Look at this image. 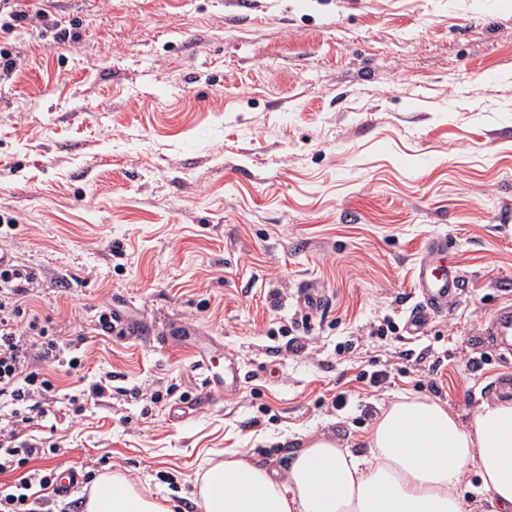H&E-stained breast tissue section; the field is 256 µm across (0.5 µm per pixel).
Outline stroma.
I'll list each match as a JSON object with an SVG mask.
<instances>
[{
  "label": "stroma",
  "instance_id": "obj_1",
  "mask_svg": "<svg viewBox=\"0 0 512 512\" xmlns=\"http://www.w3.org/2000/svg\"><path fill=\"white\" fill-rule=\"evenodd\" d=\"M30 2L44 19L0 30L18 62L0 77V239L83 357L60 392L112 380L30 427L59 450L35 467L200 512L193 483L225 452L283 470L305 437L354 444L404 395L464 424L496 400L512 0L490 19L485 0ZM436 237L462 287L415 337L414 266ZM307 285L327 298L310 320ZM106 306L140 337L101 334ZM199 348L234 360L240 388L206 394Z\"/></svg>",
  "mask_w": 512,
  "mask_h": 512
}]
</instances>
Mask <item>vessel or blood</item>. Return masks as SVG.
I'll return each instance as SVG.
<instances>
[{"label": "vessel or blood", "instance_id": "obj_1", "mask_svg": "<svg viewBox=\"0 0 512 512\" xmlns=\"http://www.w3.org/2000/svg\"><path fill=\"white\" fill-rule=\"evenodd\" d=\"M460 275L448 258V243L433 240L415 269L414 293L417 302L405 319V329L413 336L423 334L438 316L446 314L449 305L459 295ZM485 334L492 350L499 354L512 353V306L498 307Z\"/></svg>", "mask_w": 512, "mask_h": 512}]
</instances>
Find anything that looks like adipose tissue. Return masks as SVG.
<instances>
[{
  "label": "adipose tissue",
  "mask_w": 512,
  "mask_h": 512,
  "mask_svg": "<svg viewBox=\"0 0 512 512\" xmlns=\"http://www.w3.org/2000/svg\"><path fill=\"white\" fill-rule=\"evenodd\" d=\"M361 450L322 434L285 472L236 455L213 464L196 493L200 512H465V470L493 512H512V401L480 406L461 424L447 405L403 397L382 409ZM85 512H173L117 476L101 478Z\"/></svg>",
  "instance_id": "1"
}]
</instances>
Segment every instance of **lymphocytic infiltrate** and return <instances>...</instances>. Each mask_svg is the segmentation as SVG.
<instances>
[{
  "instance_id": "f902f5d3",
  "label": "lymphocytic infiltrate",
  "mask_w": 512,
  "mask_h": 512,
  "mask_svg": "<svg viewBox=\"0 0 512 512\" xmlns=\"http://www.w3.org/2000/svg\"><path fill=\"white\" fill-rule=\"evenodd\" d=\"M33 284L34 275L26 269L0 268V403L10 409L0 419V475L15 476L13 483L0 485V512H37L55 482L54 470L30 468L33 449L17 445L22 431L58 402L53 378L38 369V362L69 371L82 364L38 315H26Z\"/></svg>"
}]
</instances>
